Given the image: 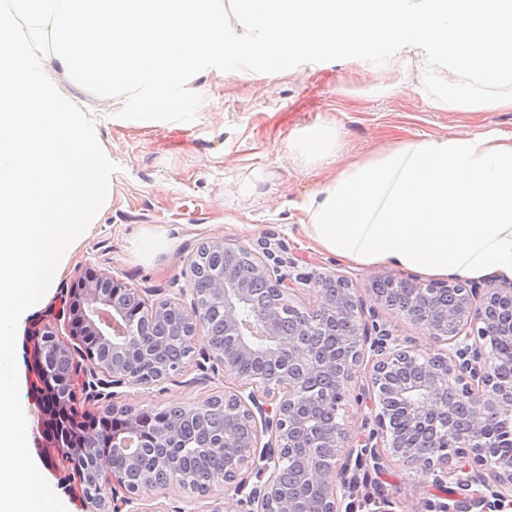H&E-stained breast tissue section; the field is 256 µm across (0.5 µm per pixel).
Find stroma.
<instances>
[{"instance_id":"obj_1","label":"stroma","mask_w":512,"mask_h":512,"mask_svg":"<svg viewBox=\"0 0 512 512\" xmlns=\"http://www.w3.org/2000/svg\"><path fill=\"white\" fill-rule=\"evenodd\" d=\"M47 76L68 98L85 101L96 122L97 137L118 165L109 183V201L95 224L73 244L44 300L19 324L16 359L20 400L29 429H36L40 407L31 394L34 381L27 364L30 338L44 324L58 323L67 290L81 272L92 271L122 280L148 304L177 299L190 286L189 261L198 246L221 240L250 249L270 242L291 275L332 270L352 282L366 309L376 310L396 336L411 341L421 354L438 345L421 325L378 305L370 288L386 275L402 276L388 266L359 267L321 251L304 234L298 209L307 195L339 169L340 162L367 156L398 140L487 129L512 132V110L456 112L434 108L419 93L424 68L412 70L413 91L385 96L380 86L396 81L397 70H368L350 60L303 64L273 75L238 71H203L195 84L202 102L194 122L164 121L139 127L116 118L111 101L95 97L66 77L56 65ZM322 120L341 129L340 161L307 167L288 149L301 128ZM253 191L242 196L241 182ZM233 381L220 364L194 350L180 370L163 383L115 388L116 405L135 410L194 407L223 396ZM378 402L351 389L337 420L352 437L376 431ZM67 512H87L80 477L72 463L47 464ZM372 498L386 497L396 512H425L428 502L446 498L433 474L391 461L370 473ZM141 512H246L234 491L215 486L205 496L176 486L142 492Z\"/></svg>"}]
</instances>
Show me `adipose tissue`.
<instances>
[{
  "mask_svg": "<svg viewBox=\"0 0 512 512\" xmlns=\"http://www.w3.org/2000/svg\"><path fill=\"white\" fill-rule=\"evenodd\" d=\"M340 138L323 121L300 129L290 149L307 164H328ZM300 211L312 241L358 266L512 280V133L394 142L342 164Z\"/></svg>",
  "mask_w": 512,
  "mask_h": 512,
  "instance_id": "1",
  "label": "adipose tissue"
}]
</instances>
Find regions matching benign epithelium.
<instances>
[{
	"instance_id": "obj_1",
	"label": "benign epithelium",
	"mask_w": 512,
	"mask_h": 512,
	"mask_svg": "<svg viewBox=\"0 0 512 512\" xmlns=\"http://www.w3.org/2000/svg\"><path fill=\"white\" fill-rule=\"evenodd\" d=\"M201 248L227 255L248 254V273L243 275L227 264L221 270L205 271L194 259L190 283L206 277V297L191 287L188 297L150 307L121 280L85 273L74 282L69 308L63 313L69 340H57L55 327L47 324L41 332L47 337L46 343H34V358L39 360L44 376L53 375L58 383V390L41 401L42 415L54 409L76 418L73 400L77 386L99 400H109L113 387L157 385L170 375L157 362L160 348L155 345L146 346L148 362L142 371L150 372V376L141 379L97 356L88 335L114 351L121 350L146 335L152 320L169 313L179 317L183 341L191 346L199 338L209 342L208 337H199V331L213 312L224 319V349L208 345L206 350L224 366V375L235 381L224 391L225 408L245 418L251 427L249 442L243 444L234 425L224 426V447L240 449L232 468L201 483L169 466L131 485L123 472L103 467L102 460L109 461L113 455L130 457L145 441L173 448L178 422L161 429L137 413L111 406L115 426L112 455L93 461L91 477L96 491L85 492L93 512H139L135 501L147 489L175 485L205 496L217 484L245 493L248 512H305L302 496L283 489L282 465L287 453L295 449L309 459L297 473L296 482L319 493L321 512H358L364 504L356 498L351 465L368 464L379 470L392 459L410 469L428 470L448 487L453 504H428L434 512H458L462 503L480 512L512 509V454L495 455L480 444L491 433L498 444L512 442V435L499 428L502 418L512 417V381L500 376L501 364H512V345L497 359L488 352L498 310L512 308V287L484 288L473 283L464 288L451 279L424 284L389 276L387 280L411 288L409 298L396 304L372 289L378 303L422 325L437 342L448 345L426 357L416 346L395 336L386 324L377 322L376 314H367L350 282L333 271L319 272L307 281L316 304L299 318L296 332H287L279 312L255 305L252 289L244 281L246 276L252 278L276 294L278 305L294 308L291 296L295 284L291 275L282 272L281 260L268 263L273 259L269 247H264L262 257L220 240ZM77 356L87 364L75 360ZM245 356L273 362L286 359L288 373L270 382L247 377L237 367V359ZM357 385L363 391L375 392L381 405L386 399L399 403L410 428L421 427L431 419L448 420V396H459L468 408L467 428L456 431L443 425L436 430L432 453L416 442L395 438L388 416L381 412L375 419L380 435L389 439L383 445L376 442L375 433L353 441L339 423L326 427L320 438L313 434V423L304 409L325 402L338 408ZM44 427L38 423L37 447L54 448L56 456L63 459L82 452L64 436L46 439ZM325 442L332 448L328 465L321 462L320 455Z\"/></svg>"
}]
</instances>
